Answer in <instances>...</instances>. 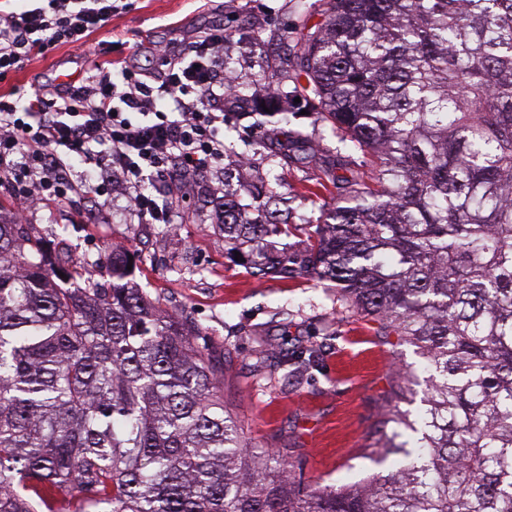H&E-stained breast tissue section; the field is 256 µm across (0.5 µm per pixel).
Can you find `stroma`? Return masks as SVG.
<instances>
[{
  "label": "stroma",
  "mask_w": 512,
  "mask_h": 512,
  "mask_svg": "<svg viewBox=\"0 0 512 512\" xmlns=\"http://www.w3.org/2000/svg\"><path fill=\"white\" fill-rule=\"evenodd\" d=\"M324 0H131L90 37L88 47L58 46L31 58L24 69L0 78V96L31 87L48 92L80 83L94 63L123 58L138 64L150 83L167 66L152 55L165 42L187 49L204 32L221 27L236 46L225 74L242 92L260 97L267 86L290 92L278 71L292 58L303 26L319 23ZM264 31L253 48L247 33ZM304 140L312 156L292 151ZM248 161L241 175L269 184L286 199L289 241L304 245L321 211L337 193L332 176L368 173L369 154L352 149L322 115L295 103L287 118L258 114L224 129V161ZM85 192L50 200L30 211L27 223L69 258L100 267L114 247L137 256L141 287L167 313L198 328L199 344L224 370V402L243 435L256 447L284 448L294 480L314 485H352L387 474L370 445L393 407L418 420L419 397H401L402 374H423L413 346L384 335L379 324L352 310L334 285L310 278L252 276L224 247L215 203L224 172L202 174L195 193L175 199L173 225L139 223L130 200L113 189L111 201L96 190L88 168L74 164ZM300 358L285 364V351Z\"/></svg>",
  "instance_id": "35a3bbf8"
}]
</instances>
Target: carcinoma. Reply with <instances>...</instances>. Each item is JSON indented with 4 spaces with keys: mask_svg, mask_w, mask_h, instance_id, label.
<instances>
[{
    "mask_svg": "<svg viewBox=\"0 0 512 512\" xmlns=\"http://www.w3.org/2000/svg\"><path fill=\"white\" fill-rule=\"evenodd\" d=\"M325 5L299 34L296 93L371 176L344 181L301 251L274 241L290 224L261 186L224 177L220 224L252 275L333 283L417 348L422 416L393 411L372 444L401 458L301 489L287 450L245 441L224 371L138 287L131 253L102 284L0 211V512H512V0ZM224 101L285 111L274 87Z\"/></svg>",
    "mask_w": 512,
    "mask_h": 512,
    "instance_id": "obj_1",
    "label": "carcinoma"
}]
</instances>
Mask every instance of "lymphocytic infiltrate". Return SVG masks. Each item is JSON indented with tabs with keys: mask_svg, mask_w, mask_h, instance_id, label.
<instances>
[{
	"mask_svg": "<svg viewBox=\"0 0 512 512\" xmlns=\"http://www.w3.org/2000/svg\"><path fill=\"white\" fill-rule=\"evenodd\" d=\"M118 10L117 0H33L20 12L0 9V77L59 45H85ZM155 55L170 67L161 87L143 81L124 60L96 65L81 86L59 96L36 88L24 103L0 96V183H8L18 212L43 200L82 193L72 162L100 171L101 185L120 181L147 224L172 221L170 198L145 185L155 176L186 184L224 162V31L215 28L192 48Z\"/></svg>",
	"mask_w": 512,
	"mask_h": 512,
	"instance_id": "1",
	"label": "lymphocytic infiltrate"
}]
</instances>
